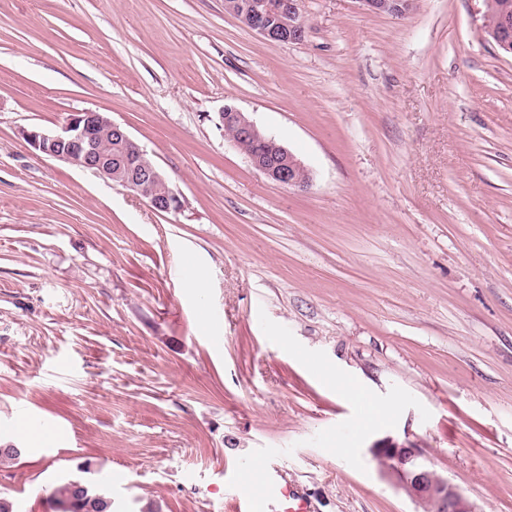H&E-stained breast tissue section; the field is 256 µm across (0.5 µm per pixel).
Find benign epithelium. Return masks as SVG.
I'll return each mask as SVG.
<instances>
[{"instance_id":"benign-epithelium-1","label":"benign epithelium","mask_w":512,"mask_h":512,"mask_svg":"<svg viewBox=\"0 0 512 512\" xmlns=\"http://www.w3.org/2000/svg\"><path fill=\"white\" fill-rule=\"evenodd\" d=\"M301 0H268L262 10L250 11L241 0H224V12L235 17L248 15L246 26L271 42H300L304 38ZM369 12L402 17L415 0H359ZM493 38L504 52L512 54V13L502 8ZM220 121L232 127L229 138L249 159L251 165L269 181L284 187L310 186L305 166L284 146L261 134L257 125L233 105L220 112ZM106 130L118 148L101 150L97 145L99 131ZM21 136L36 155L57 159L72 166L90 169L112 185L146 200L158 212L176 213L184 202L164 173L147 159L144 151L107 115L86 110L71 115L54 131L23 129ZM164 186V197L156 194ZM370 453L387 469L404 493L424 512H477L464 494L448 478L431 468L422 451L412 445L383 440L370 448Z\"/></svg>"}]
</instances>
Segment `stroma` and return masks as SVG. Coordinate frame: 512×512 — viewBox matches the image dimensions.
Returning <instances> with one entry per match:
<instances>
[{
	"label": "stroma",
	"instance_id": "1",
	"mask_svg": "<svg viewBox=\"0 0 512 512\" xmlns=\"http://www.w3.org/2000/svg\"><path fill=\"white\" fill-rule=\"evenodd\" d=\"M300 8L304 39L278 43L224 0H0L15 512H52L64 477L111 489L113 512H230L228 473L273 474L312 512H423L372 457L384 439L421 448L477 512H512V55L484 0ZM228 104L307 189L251 166ZM85 110L147 151L181 212L20 135ZM22 411L46 438L11 429ZM367 11L392 17H402L412 8L415 0H358ZM220 121L227 130L233 128L228 136L234 145L249 159L251 165L269 181L284 187L310 186V176L305 166L284 146L278 145L271 137L261 134L257 125L244 112L233 105H225L220 112ZM253 150H246L248 143H256ZM265 145L275 147L279 152V161L270 163Z\"/></svg>",
	"mask_w": 512,
	"mask_h": 512
}]
</instances>
